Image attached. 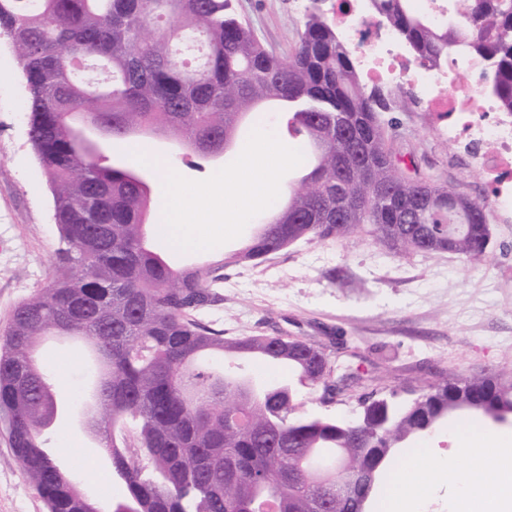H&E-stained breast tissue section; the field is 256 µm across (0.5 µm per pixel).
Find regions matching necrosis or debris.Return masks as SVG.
<instances>
[{"label":"necrosis or debris","mask_w":512,"mask_h":512,"mask_svg":"<svg viewBox=\"0 0 512 512\" xmlns=\"http://www.w3.org/2000/svg\"><path fill=\"white\" fill-rule=\"evenodd\" d=\"M336 12L346 20L348 43L360 50L358 63L366 77L417 86L449 143L485 174L493 209L512 215V113L484 91L478 79L484 60L468 58L461 68L450 61L426 67L407 54L393 29L377 25L362 0H340Z\"/></svg>","instance_id":"1"}]
</instances>
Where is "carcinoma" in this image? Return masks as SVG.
<instances>
[{"instance_id": "cac0c4a2", "label": "carcinoma", "mask_w": 512, "mask_h": 512, "mask_svg": "<svg viewBox=\"0 0 512 512\" xmlns=\"http://www.w3.org/2000/svg\"><path fill=\"white\" fill-rule=\"evenodd\" d=\"M411 53L436 68L464 51L491 62L490 92L512 112V0H453L460 22L434 28L411 0H373ZM0 36L25 80L30 142L54 199L64 248L52 280L19 304L0 336V416L16 461L47 512H101L78 468L47 450L58 381L43 364L48 336H80L101 364L89 424L124 488L112 512H355L301 476L382 460L393 466L455 418L512 413V376L442 379L401 405L364 399L354 419L297 414L298 394L330 377L329 355L293 336L226 337L194 314L223 301L229 264L262 263L301 240L363 232L401 256L453 249L488 261L487 204L433 178H410L381 114L401 109L361 84L351 50L313 4L294 52L278 57L231 0H0ZM279 105L309 171L241 251L207 269H175L149 244L151 204L124 166L79 148L70 108L97 113L120 148L152 127L191 145L237 140L263 106ZM284 365L286 384L258 398L238 385L241 361ZM369 453L359 458L356 449Z\"/></svg>"}]
</instances>
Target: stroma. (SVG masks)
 Segmentation results:
<instances>
[{"label":"stroma","mask_w":512,"mask_h":512,"mask_svg":"<svg viewBox=\"0 0 512 512\" xmlns=\"http://www.w3.org/2000/svg\"><path fill=\"white\" fill-rule=\"evenodd\" d=\"M236 14L253 24L264 47L291 55L298 42L306 8L297 0H233ZM366 89L408 100L407 110L383 113L388 143L407 159L411 177L433 176L449 190L485 198L489 189L463 150L451 146L433 113L421 106L415 87L388 81H365ZM25 83L14 51L0 38V334L8 328L16 306L43 288L54 274L61 248L53 218V199L29 140ZM169 161L166 180L191 188L190 218L208 243L173 250L164 237L150 242L172 267L223 264L225 254L245 245L261 222L273 215L262 205L238 224H215L211 207L217 200L232 203L233 187L220 188L215 176L234 174L239 154L225 155L223 166L212 165L191 150L164 151ZM492 233L488 264L475 269L457 254L434 252L394 255L364 234L336 242L300 240L269 255L258 265L225 266L222 303L198 313L202 324L228 336L280 334L325 344L327 337L345 340L332 358L373 377L379 396L405 399L409 390L456 375L512 372V223H499L488 212ZM44 355L59 376V387L76 396L83 382L89 349L80 340L47 339ZM361 387L334 402L318 393H301L303 414L354 418ZM429 456L430 470L415 484L426 512H467L456 487L438 480L436 463L454 457L455 429H443L419 442ZM51 451L72 459L86 473L88 488L103 498L122 495L112 483L109 457L75 427L53 431ZM455 458V457H454ZM0 512H47L29 486L0 420Z\"/></svg>","instance_id":"35a3bbf8"}]
</instances>
